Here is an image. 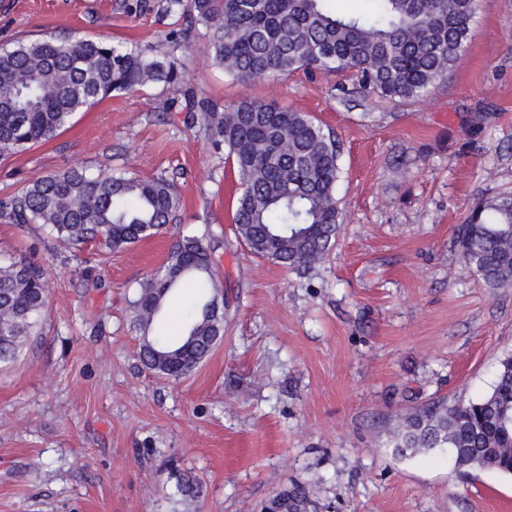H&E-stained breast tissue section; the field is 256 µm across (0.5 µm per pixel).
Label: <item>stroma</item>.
<instances>
[{"label": "stroma", "mask_w": 512, "mask_h": 512, "mask_svg": "<svg viewBox=\"0 0 512 512\" xmlns=\"http://www.w3.org/2000/svg\"><path fill=\"white\" fill-rule=\"evenodd\" d=\"M134 0H0V46L105 38L168 46L173 18ZM512 0H480L467 49L424 100L362 91L351 73L301 71L244 85L191 30L185 85L217 106L248 97L314 116L339 139L342 223L308 272L236 238L239 184L223 151L153 85L78 113L54 139L0 157V195L83 167L165 175L180 205L163 233L79 259L39 227L0 223V256L46 271L41 335L0 368V512H258L305 485L316 512H512V476L454 470L447 449L402 457L396 416L486 392L512 354V288H486L456 228L512 191ZM204 236L224 295V339L169 380L139 359L130 303L184 236ZM196 474L183 502L168 463Z\"/></svg>", "instance_id": "35a3bbf8"}]
</instances>
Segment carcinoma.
Instances as JSON below:
<instances>
[{"label": "carcinoma", "mask_w": 512, "mask_h": 512, "mask_svg": "<svg viewBox=\"0 0 512 512\" xmlns=\"http://www.w3.org/2000/svg\"><path fill=\"white\" fill-rule=\"evenodd\" d=\"M332 0H160L165 15L201 27L214 62L247 84L296 71H354L362 87L391 102H418L448 77L465 51L478 0H369L357 15ZM171 52L127 48L102 40L48 36L0 47V155L49 141L74 117L114 93L161 84L177 95L202 133L236 168L240 193L232 216L250 253L296 271L322 262L342 212L338 143L315 117L244 97L219 111L183 85L187 39L166 34ZM176 187L161 175H93L72 167L0 196V221L40 224L71 248L98 240L119 250L155 236L179 207ZM456 237L464 258L491 290L512 287V193L475 203ZM184 288L194 301L180 312L178 336L154 334ZM140 358L155 374L180 379L224 339V298L212 277L204 237L184 236L145 279L131 302ZM48 308L43 267L0 258V366L14 363ZM391 446L402 455L446 448L456 470L477 466L512 475V355L498 364L491 389L450 406L434 402L398 420ZM196 499L198 480L176 484ZM262 512H311L307 489L279 490Z\"/></svg>", "instance_id": "obj_1"}]
</instances>
